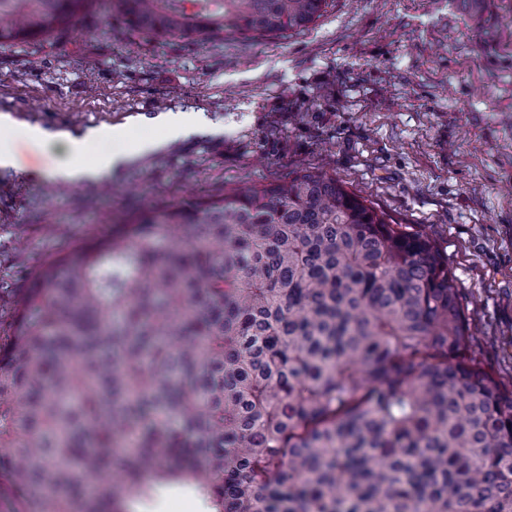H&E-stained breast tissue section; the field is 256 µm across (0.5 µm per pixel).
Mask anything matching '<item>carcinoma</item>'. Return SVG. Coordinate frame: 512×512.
Returning <instances> with one entry per match:
<instances>
[{
    "mask_svg": "<svg viewBox=\"0 0 512 512\" xmlns=\"http://www.w3.org/2000/svg\"><path fill=\"white\" fill-rule=\"evenodd\" d=\"M326 0H0L154 39L298 33ZM0 336L5 512H512V383L448 259L324 169L131 216L29 271ZM146 512H208V508L196 491L174 488L158 497Z\"/></svg>",
    "mask_w": 512,
    "mask_h": 512,
    "instance_id": "obj_1",
    "label": "carcinoma"
}]
</instances>
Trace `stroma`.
Listing matches in <instances>:
<instances>
[{
	"label": "stroma",
	"instance_id": "stroma-1",
	"mask_svg": "<svg viewBox=\"0 0 512 512\" xmlns=\"http://www.w3.org/2000/svg\"><path fill=\"white\" fill-rule=\"evenodd\" d=\"M211 130L108 180L41 177L60 146L0 167V336L29 270L149 203H183L322 167L448 257L481 369L512 380V0H328L308 29L155 41L79 20L0 46V116L58 135L159 136L166 112Z\"/></svg>",
	"mask_w": 512,
	"mask_h": 512
}]
</instances>
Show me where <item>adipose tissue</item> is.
Wrapping results in <instances>:
<instances>
[{
    "label": "adipose tissue",
    "mask_w": 512,
    "mask_h": 512,
    "mask_svg": "<svg viewBox=\"0 0 512 512\" xmlns=\"http://www.w3.org/2000/svg\"><path fill=\"white\" fill-rule=\"evenodd\" d=\"M159 126L162 131L161 136L151 141L128 142L125 141L122 131H115L112 138L118 143L117 149L99 153L91 165L82 166L77 164V157L84 155L93 143L105 138L102 132H89L82 139L71 140L67 148V159L48 169L47 174L61 179L106 178L118 172L129 161L160 149L170 140L192 133H201L205 130L201 119L190 112L164 114L159 121Z\"/></svg>",
    "instance_id": "obj_1"
}]
</instances>
